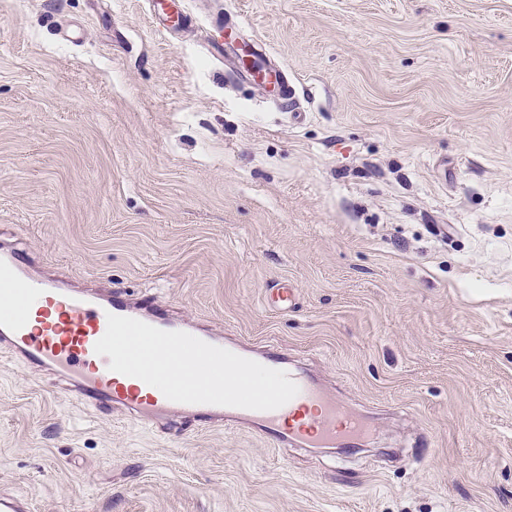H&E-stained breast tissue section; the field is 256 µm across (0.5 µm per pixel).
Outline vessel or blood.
Segmentation results:
<instances>
[{
	"mask_svg": "<svg viewBox=\"0 0 512 512\" xmlns=\"http://www.w3.org/2000/svg\"><path fill=\"white\" fill-rule=\"evenodd\" d=\"M111 314L165 331H182L285 371L299 392L271 411L170 401L142 380L109 370V357L96 354L95 344L105 334ZM0 352L52 376L77 404L116 411L164 432L224 425L253 434L274 448H356L366 441L370 429L364 416L293 363L277 343L242 342L183 321L154 299H136L123 290L66 287L51 275L32 271L22 253L4 244L0 245Z\"/></svg>",
	"mask_w": 512,
	"mask_h": 512,
	"instance_id": "vessel-or-blood-1",
	"label": "vessel or blood"
}]
</instances>
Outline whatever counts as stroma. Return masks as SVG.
<instances>
[{
	"mask_svg": "<svg viewBox=\"0 0 512 512\" xmlns=\"http://www.w3.org/2000/svg\"><path fill=\"white\" fill-rule=\"evenodd\" d=\"M0 0V242L278 342L365 449L168 434L0 356L36 512H512V0ZM261 41L297 87L234 71ZM288 285L293 308L269 304Z\"/></svg>",
	"mask_w": 512,
	"mask_h": 512,
	"instance_id": "obj_1",
	"label": "stroma"
}]
</instances>
